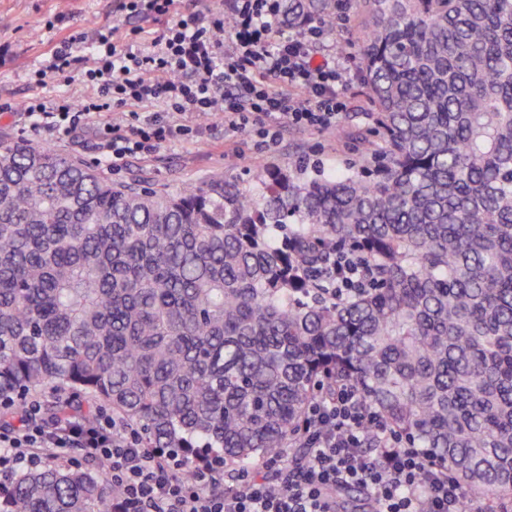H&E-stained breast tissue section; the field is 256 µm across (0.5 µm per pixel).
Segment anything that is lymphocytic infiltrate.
Listing matches in <instances>:
<instances>
[{"label":"lymphocytic infiltrate","instance_id":"obj_1","mask_svg":"<svg viewBox=\"0 0 512 512\" xmlns=\"http://www.w3.org/2000/svg\"><path fill=\"white\" fill-rule=\"evenodd\" d=\"M180 0H120L119 10L152 21L149 48L119 45L113 34L68 32L49 50L50 73L73 71L77 45L94 61L84 76L95 94L33 97L25 115L33 134L72 138L93 132L101 161L120 170L133 155L153 156L193 136L195 116H212L225 131L255 129L267 147L288 127L335 126L355 54L330 61L323 30L289 31L276 0H229L227 13L182 12ZM233 18V46H224V18ZM379 445L367 447V433ZM300 463L272 473L241 470L215 490L217 468L182 476L170 451L144 447L134 428L105 414L95 428L78 421L48 432L38 426L0 432V481L29 466L67 461L71 449L112 464V512H336V491L362 486L372 512H461L463 493L451 471L418 448L403 447L351 387L335 400L315 398L299 432Z\"/></svg>","mask_w":512,"mask_h":512}]
</instances>
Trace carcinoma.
Masks as SVG:
<instances>
[{
	"instance_id": "obj_1",
	"label": "carcinoma",
	"mask_w": 512,
	"mask_h": 512,
	"mask_svg": "<svg viewBox=\"0 0 512 512\" xmlns=\"http://www.w3.org/2000/svg\"><path fill=\"white\" fill-rule=\"evenodd\" d=\"M350 9L371 168L158 193L0 137V403L51 384L56 424L102 402L189 477L209 448L280 456L349 384L455 474L462 512H512V0L279 5L299 27ZM343 259L362 277L336 297ZM113 493L43 465L0 512H112Z\"/></svg>"
}]
</instances>
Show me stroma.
<instances>
[{
  "mask_svg": "<svg viewBox=\"0 0 512 512\" xmlns=\"http://www.w3.org/2000/svg\"><path fill=\"white\" fill-rule=\"evenodd\" d=\"M117 0H0V135L29 141L28 122L22 104L34 96L52 99L60 94L91 95L80 71L48 77L36 87L34 75L49 63L47 50L66 29L96 32L111 29L119 41L134 35L149 37L154 26L139 17L117 13ZM63 23H54L55 15ZM95 136L54 142L63 155L96 165L113 183L174 192L186 184L213 179L235 180L252 185L270 169L286 170L297 163L319 164L325 171L363 164L365 155L358 142L340 139L335 129L285 131L281 143L265 148L254 131L225 134L214 121L206 120L192 139L162 146L154 157H128L120 171L94 161Z\"/></svg>",
  "mask_w": 512,
  "mask_h": 512,
  "instance_id": "stroma-1",
  "label": "stroma"
}]
</instances>
